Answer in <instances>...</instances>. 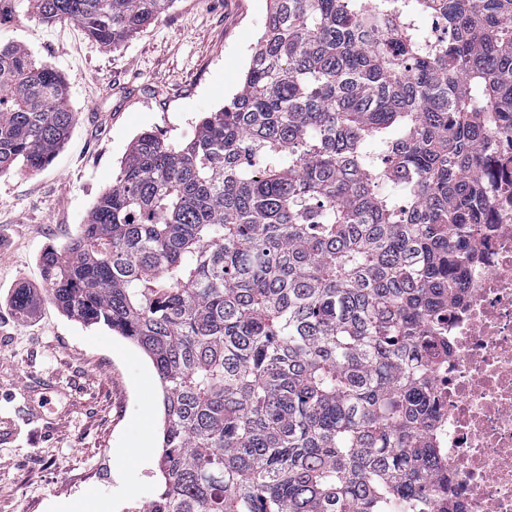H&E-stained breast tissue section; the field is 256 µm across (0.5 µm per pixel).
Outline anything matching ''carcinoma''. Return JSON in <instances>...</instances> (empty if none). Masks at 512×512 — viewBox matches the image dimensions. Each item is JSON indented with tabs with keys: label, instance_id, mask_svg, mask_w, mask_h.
I'll return each instance as SVG.
<instances>
[{
	"label": "carcinoma",
	"instance_id": "cac0c4a2",
	"mask_svg": "<svg viewBox=\"0 0 512 512\" xmlns=\"http://www.w3.org/2000/svg\"><path fill=\"white\" fill-rule=\"evenodd\" d=\"M174 2L0 0V21L113 47ZM270 2L231 103L181 144L138 135L41 254L48 296L154 365L144 512H458L432 376L512 139V0ZM75 120L59 72L0 46V175L40 170Z\"/></svg>",
	"mask_w": 512,
	"mask_h": 512
}]
</instances>
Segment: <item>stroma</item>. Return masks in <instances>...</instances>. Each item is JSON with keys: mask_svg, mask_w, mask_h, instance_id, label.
<instances>
[{"mask_svg": "<svg viewBox=\"0 0 512 512\" xmlns=\"http://www.w3.org/2000/svg\"><path fill=\"white\" fill-rule=\"evenodd\" d=\"M267 0H175L106 47L70 22L0 24L68 82L78 121L42 170L0 176V512H123L159 491L162 394L151 360L46 300L38 257L64 246L133 141L169 143L229 104L264 32ZM36 297L18 319L19 286Z\"/></svg>", "mask_w": 512, "mask_h": 512, "instance_id": "35a3bbf8", "label": "stroma"}]
</instances>
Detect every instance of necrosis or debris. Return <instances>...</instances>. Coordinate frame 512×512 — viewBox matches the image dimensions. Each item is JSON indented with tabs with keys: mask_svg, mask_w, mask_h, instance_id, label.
Masks as SVG:
<instances>
[{
	"mask_svg": "<svg viewBox=\"0 0 512 512\" xmlns=\"http://www.w3.org/2000/svg\"><path fill=\"white\" fill-rule=\"evenodd\" d=\"M488 235L468 261V297L445 326L453 353L433 379V438L456 478L460 512H512V141L500 140Z\"/></svg>",
	"mask_w": 512,
	"mask_h": 512,
	"instance_id": "necrosis-or-debris-1",
	"label": "necrosis or debris"
}]
</instances>
